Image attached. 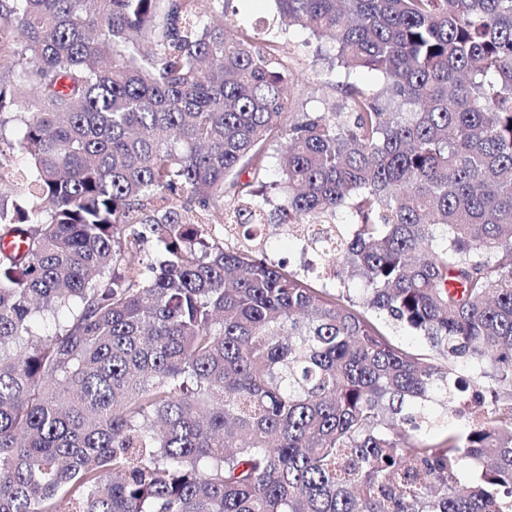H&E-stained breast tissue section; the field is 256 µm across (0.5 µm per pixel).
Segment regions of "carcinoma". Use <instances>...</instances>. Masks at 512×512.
<instances>
[{"mask_svg":"<svg viewBox=\"0 0 512 512\" xmlns=\"http://www.w3.org/2000/svg\"><path fill=\"white\" fill-rule=\"evenodd\" d=\"M274 2L251 34L224 0H0V512H512V0ZM290 26L340 111L291 116ZM279 186L360 297L266 258ZM382 329L387 337L396 344L401 345L403 348L418 354L430 356L434 361H438V354L432 348L428 341L421 337H412L407 335V332L395 323L386 321L385 319L378 320Z\"/></svg>","mask_w":512,"mask_h":512,"instance_id":"cac0c4a2","label":"carcinoma"}]
</instances>
